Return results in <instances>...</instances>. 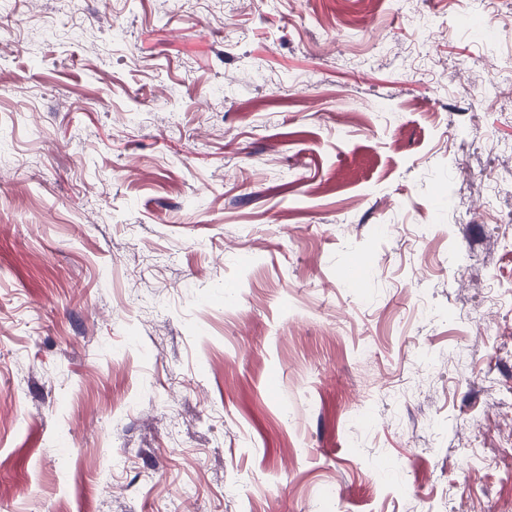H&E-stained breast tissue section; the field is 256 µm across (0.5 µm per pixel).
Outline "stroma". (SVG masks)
Segmentation results:
<instances>
[{"mask_svg": "<svg viewBox=\"0 0 512 512\" xmlns=\"http://www.w3.org/2000/svg\"><path fill=\"white\" fill-rule=\"evenodd\" d=\"M0 0V512H512V0Z\"/></svg>", "mask_w": 512, "mask_h": 512, "instance_id": "35a3bbf8", "label": "stroma"}]
</instances>
